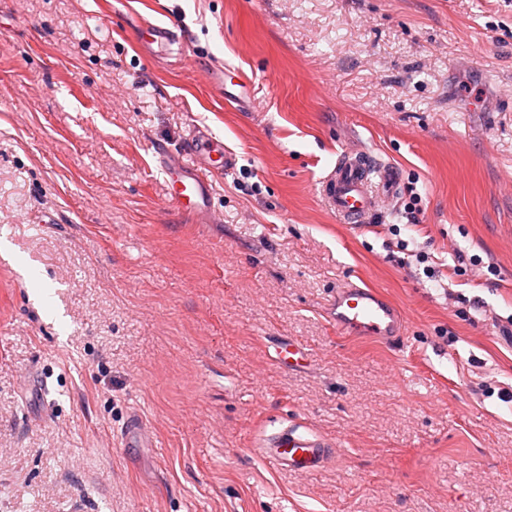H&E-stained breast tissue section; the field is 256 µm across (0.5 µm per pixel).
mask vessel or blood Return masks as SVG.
Instances as JSON below:
<instances>
[{
  "instance_id": "b4317fda",
  "label": "vessel or blood",
  "mask_w": 512,
  "mask_h": 512,
  "mask_svg": "<svg viewBox=\"0 0 512 512\" xmlns=\"http://www.w3.org/2000/svg\"><path fill=\"white\" fill-rule=\"evenodd\" d=\"M179 39L178 32L169 25L151 23L142 31L140 44L167 52ZM211 143V138L205 135L190 140V156L203 161L200 173L188 174L173 160L162 166L172 205L189 215L196 214L204 204V173L222 174L234 166L231 152L212 158L208 151ZM399 185L400 174L394 165L382 163L365 151H343L320 181L318 193L329 210L350 227L358 228L381 200L394 196ZM331 311L338 331L389 345L404 341L406 326L402 312L377 289L347 285L337 291ZM258 452L272 468L310 474L320 471L331 460L334 445L321 435L287 426L260 439Z\"/></svg>"
}]
</instances>
